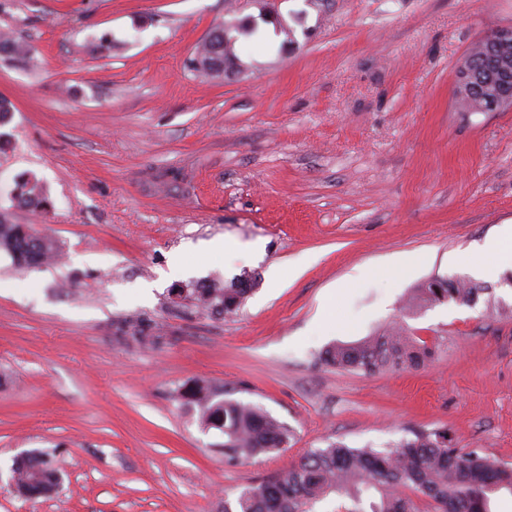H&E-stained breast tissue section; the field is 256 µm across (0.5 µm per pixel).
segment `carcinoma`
<instances>
[{
	"label": "carcinoma",
	"instance_id": "carcinoma-1",
	"mask_svg": "<svg viewBox=\"0 0 512 512\" xmlns=\"http://www.w3.org/2000/svg\"><path fill=\"white\" fill-rule=\"evenodd\" d=\"M225 39L206 36L189 60L192 70L220 77L224 60L238 65L233 51L239 25H218ZM0 53L27 65L32 49L8 33L0 34ZM12 200L36 214L52 208L42 182L27 176L16 183ZM23 266L42 265L58 255L57 242L30 224H15L0 214V251ZM251 292L249 288L203 285L189 291L198 307L212 315L235 312ZM481 288L446 278L430 279L416 288L404 304L416 313L437 304L475 303ZM121 331L141 342L149 338V325L127 320ZM434 350L406 335L401 326L379 328L372 336L326 348L322 362L332 368L372 374L388 368H418ZM221 392L204 381L183 389L180 398L200 410L206 429L224 433V458L250 459L288 444L290 429L263 408L220 398ZM15 492L23 497H46L56 492L59 473L50 458L31 454L15 460ZM512 492V466L489 460L474 451L455 448L446 431H417L412 437L385 448H350L333 442L313 449L286 470L243 491L236 506L224 504V512H315L317 504L332 494L350 500L336 512H417L412 496L430 501L432 512H490V495Z\"/></svg>",
	"mask_w": 512,
	"mask_h": 512
}]
</instances>
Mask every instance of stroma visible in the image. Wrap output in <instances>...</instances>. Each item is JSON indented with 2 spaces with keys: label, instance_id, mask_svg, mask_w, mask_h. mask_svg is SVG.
Instances as JSON below:
<instances>
[{
  "label": "stroma",
  "instance_id": "35a3bbf8",
  "mask_svg": "<svg viewBox=\"0 0 512 512\" xmlns=\"http://www.w3.org/2000/svg\"><path fill=\"white\" fill-rule=\"evenodd\" d=\"M245 20L262 40L239 37L241 71L188 68L212 27ZM507 26L512 0H0V30L38 61L0 56L15 106L0 211L64 256L27 269L0 252V512H224L307 449L415 431L512 465V286L455 261L512 225V108L454 98L470 45ZM28 174L45 215L11 200ZM401 255L418 265L392 268ZM433 278L481 292L405 313ZM244 279L229 317L175 294ZM136 317L146 342L117 330ZM395 323L434 358L374 375L322 363ZM197 379L263 407L288 447L225 461L179 397ZM42 451L60 489L18 496L15 459Z\"/></svg>",
  "mask_w": 512,
  "mask_h": 512
}]
</instances>
